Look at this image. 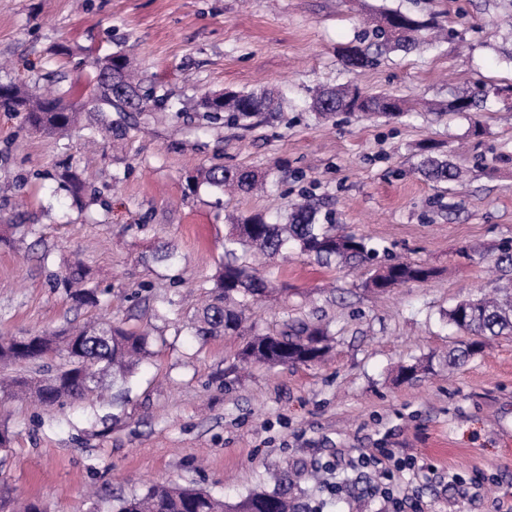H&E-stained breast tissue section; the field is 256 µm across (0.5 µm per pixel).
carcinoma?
<instances>
[{
  "label": "carcinoma",
  "instance_id": "obj_1",
  "mask_svg": "<svg viewBox=\"0 0 512 512\" xmlns=\"http://www.w3.org/2000/svg\"><path fill=\"white\" fill-rule=\"evenodd\" d=\"M448 37L438 17L421 18L398 9L380 12L372 29L354 42L340 46L338 57L350 71L372 68L392 50L411 53ZM120 85L138 94L141 82L129 67L127 57L115 52L95 61V77L89 83L93 111H123L115 95L112 72ZM0 109L24 112L30 128L46 135L70 132L78 121V110L65 100L61 91L43 98L15 84H1ZM143 93V92H141ZM486 85L461 92L448 101L444 111L471 112L484 102ZM151 92L143 93L149 101ZM203 112L229 113L235 124L251 125L280 110L270 92H231L221 103L208 96L198 101ZM312 110L321 118L337 112H362L368 116L395 118L402 114L401 101L388 94L369 93L357 86H337L313 95ZM419 172L436 184L460 180V168L448 162L440 151L421 153ZM194 185L206 184L222 193L226 190L249 192L263 186L265 178L245 169L229 170L222 165L201 169L193 176ZM297 250L314 257L323 266L372 259L376 249L355 234L336 233L332 214L322 212L309 201L295 205L271 222L263 213L238 216L231 233L224 239V257L214 279L210 300L196 310L190 328L202 337L222 336L239 330L242 309L269 293L270 283L256 270L241 262V255L258 252L275 258ZM435 272L420 263L396 261L373 272L364 287L379 293L410 282H427ZM56 286L82 306H96L101 292L93 284L90 269L77 262L56 280ZM448 321L469 335L467 341L448 349V367H455L480 352L489 342L512 333V298L480 296L457 302L448 310ZM150 336L146 332L124 329L109 320L92 321L79 326L0 339V363L37 365L52 353L60 356L55 367L40 377L16 375L0 382V390L12 396H27L39 405L51 407L86 399L104 387L126 386L141 360L149 354ZM329 349L328 330L303 320H293L278 334L257 335L248 339L241 358L246 362L269 365H296L315 362ZM114 512H294L295 506L281 488L248 494L233 503L216 499L207 492L190 487L157 483L140 494L113 497Z\"/></svg>",
  "mask_w": 512,
  "mask_h": 512
}]
</instances>
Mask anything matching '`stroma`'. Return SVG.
<instances>
[{"mask_svg":"<svg viewBox=\"0 0 512 512\" xmlns=\"http://www.w3.org/2000/svg\"><path fill=\"white\" fill-rule=\"evenodd\" d=\"M387 8L439 15L456 36L347 72L337 46ZM511 17L512 0H0L9 63L0 84L60 87L84 108L68 138L32 133L24 113L0 111V337L98 317L151 337L120 407L110 387L52 408L0 404L13 434L0 448V512L20 498L45 512H112L113 495L155 483L234 501L278 480L297 512H392L374 472L351 465L371 448L415 458L397 490L424 512L512 502V336L456 370L445 364L463 338L448 309L512 290V272L496 267L512 243V109L493 96L475 113L424 108L480 82L512 83ZM115 52L167 102L113 113L107 131L85 105L93 61ZM350 81L416 108L396 120L317 119L315 92ZM260 89L283 109L251 127L194 109L206 93ZM426 144L466 169L465 190L417 173ZM215 163L266 175L267 192L189 187L197 168ZM68 169L90 175L81 195L64 185ZM303 196L333 212L339 231L369 237L379 262L423 263L434 278L377 295L363 286L365 264L250 253L249 266L282 293L251 304L247 325H326L325 360L247 367L241 336L175 331L213 284L231 217L284 213ZM164 245L174 263L155 260ZM73 259L90 267L99 306L55 287ZM419 360L432 371L401 379L400 367ZM452 473L465 483L450 485Z\"/></svg>","mask_w":512,"mask_h":512,"instance_id":"35a3bbf8","label":"stroma"}]
</instances>
